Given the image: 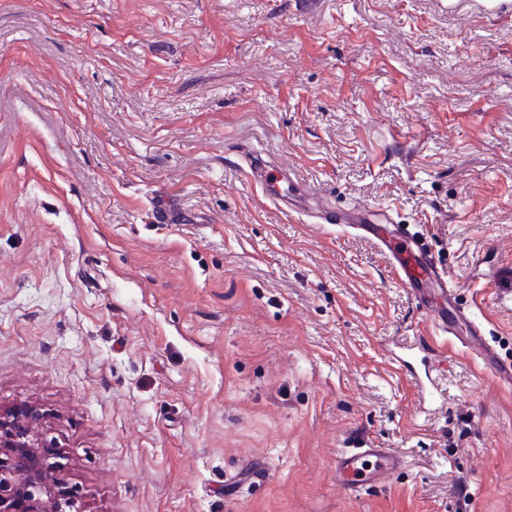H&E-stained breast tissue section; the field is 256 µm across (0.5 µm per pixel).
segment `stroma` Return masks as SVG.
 <instances>
[{
    "label": "stroma",
    "instance_id": "35a3bbf8",
    "mask_svg": "<svg viewBox=\"0 0 512 512\" xmlns=\"http://www.w3.org/2000/svg\"><path fill=\"white\" fill-rule=\"evenodd\" d=\"M255 149L423 237L512 361V4L0 0V414L86 512H512V387ZM369 443L405 465L350 492ZM266 157L265 154L257 153L250 159L247 165L250 180L261 184L268 199L278 207L288 212H297L301 202L288 193V185L292 180L287 179L282 169L266 160ZM283 184L287 185V190L282 188ZM403 463V457L390 448H342L336 455V481L347 490L360 492L388 480Z\"/></svg>",
    "mask_w": 512,
    "mask_h": 512
}]
</instances>
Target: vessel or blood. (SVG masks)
<instances>
[{"mask_svg": "<svg viewBox=\"0 0 512 512\" xmlns=\"http://www.w3.org/2000/svg\"><path fill=\"white\" fill-rule=\"evenodd\" d=\"M248 175L261 184L269 200L281 209H300L299 200L285 188L287 179L282 169L269 162L265 154L253 155ZM366 233L387 256L396 278L409 288L428 315L430 331L456 337L455 325L464 316L453 306L455 285L431 260L423 243L409 238L397 226L375 224L367 227ZM462 344L481 359L484 369L498 382L512 386V363L499 360L477 329H469ZM402 465V456L389 448H344L336 455V481L347 490L359 492L388 480Z\"/></svg>", "mask_w": 512, "mask_h": 512, "instance_id": "1", "label": "vessel or blood"}]
</instances>
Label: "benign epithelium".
<instances>
[{"mask_svg":"<svg viewBox=\"0 0 512 512\" xmlns=\"http://www.w3.org/2000/svg\"><path fill=\"white\" fill-rule=\"evenodd\" d=\"M26 405L0 415V512H85L82 491L62 478L65 456Z\"/></svg>","mask_w":512,"mask_h":512,"instance_id":"obj_1","label":"benign epithelium"}]
</instances>
